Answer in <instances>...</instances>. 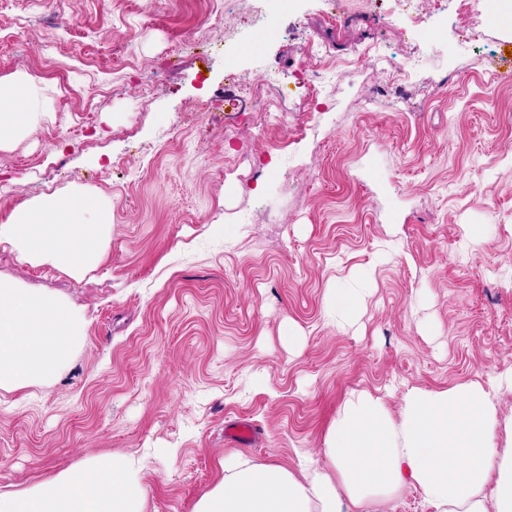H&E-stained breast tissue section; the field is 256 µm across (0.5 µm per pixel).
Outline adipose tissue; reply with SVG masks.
I'll return each mask as SVG.
<instances>
[{
    "instance_id": "1",
    "label": "adipose tissue",
    "mask_w": 512,
    "mask_h": 512,
    "mask_svg": "<svg viewBox=\"0 0 512 512\" xmlns=\"http://www.w3.org/2000/svg\"><path fill=\"white\" fill-rule=\"evenodd\" d=\"M46 113L31 77L0 80V149ZM112 209L92 194L49 193L0 223V244L35 266L77 279L105 255ZM81 312L57 296L0 277V390L13 392L65 372L84 338ZM512 391V372L494 390L478 383L411 390L399 415L366 393L351 396L330 426L321 467L292 471L226 455L223 478L192 512H396L416 491L434 512H512V423L500 425L495 392ZM146 461L102 454L14 490L0 512H146Z\"/></svg>"
}]
</instances>
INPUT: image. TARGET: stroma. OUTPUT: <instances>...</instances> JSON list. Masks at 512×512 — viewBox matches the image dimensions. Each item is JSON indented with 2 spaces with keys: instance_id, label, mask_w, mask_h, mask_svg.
<instances>
[{
  "instance_id": "1",
  "label": "stroma",
  "mask_w": 512,
  "mask_h": 512,
  "mask_svg": "<svg viewBox=\"0 0 512 512\" xmlns=\"http://www.w3.org/2000/svg\"><path fill=\"white\" fill-rule=\"evenodd\" d=\"M5 0L0 80L48 112L0 150V221L45 193L112 206L83 279L0 275L81 311L56 379L0 407V486L145 456L147 512H191L246 456L320 466L351 394L512 367V21L485 0ZM370 275L344 330L337 282Z\"/></svg>"
}]
</instances>
